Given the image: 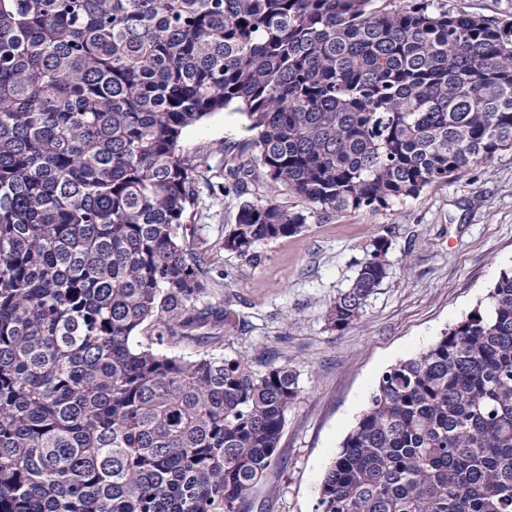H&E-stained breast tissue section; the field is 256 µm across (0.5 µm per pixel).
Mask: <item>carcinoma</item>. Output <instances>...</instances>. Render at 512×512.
<instances>
[{"mask_svg":"<svg viewBox=\"0 0 512 512\" xmlns=\"http://www.w3.org/2000/svg\"><path fill=\"white\" fill-rule=\"evenodd\" d=\"M264 197L224 248L387 208L512 148V22L445 0H0V512H248L298 375L220 342L184 131L229 107ZM387 238L329 306L343 331ZM154 334L138 339L146 328ZM316 512H512V270L381 376Z\"/></svg>","mask_w":512,"mask_h":512,"instance_id":"carcinoma-1","label":"carcinoma"}]
</instances>
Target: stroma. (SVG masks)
I'll use <instances>...</instances> for the list:
<instances>
[{"label":"stroma","mask_w":512,"mask_h":512,"mask_svg":"<svg viewBox=\"0 0 512 512\" xmlns=\"http://www.w3.org/2000/svg\"><path fill=\"white\" fill-rule=\"evenodd\" d=\"M252 139L247 117L229 110L185 130L181 144L197 164L187 240L204 261L207 301H223L227 313L213 352L246 354L254 369L282 364L299 375L298 396L249 512H315L325 470L382 374L427 348L512 270V150L385 209L320 213L280 195L307 214L304 228L259 243L246 259L223 247L240 203L224 191V150ZM379 236L389 240L388 278L358 322L330 330L327 308Z\"/></svg>","instance_id":"obj_1"}]
</instances>
